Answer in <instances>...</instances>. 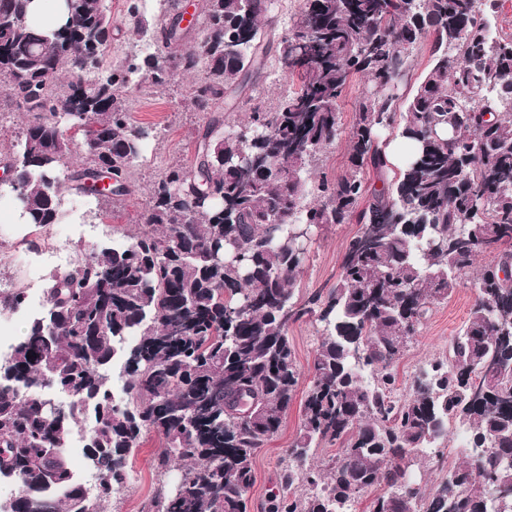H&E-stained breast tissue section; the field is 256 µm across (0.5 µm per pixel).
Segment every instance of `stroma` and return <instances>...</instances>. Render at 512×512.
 <instances>
[{"label": "stroma", "mask_w": 512, "mask_h": 512, "mask_svg": "<svg viewBox=\"0 0 512 512\" xmlns=\"http://www.w3.org/2000/svg\"><path fill=\"white\" fill-rule=\"evenodd\" d=\"M130 0H109L112 20L121 32L112 42L108 60L119 65L127 57L146 56L157 48L156 31L168 18L167 5L160 0H144L139 6L146 30L137 35L128 14ZM204 70L177 75L166 89H154L146 76L134 79L128 92V109L133 125L148 129L151 139L146 152L129 177L130 191L122 202L113 207L106 223L95 225L85 247L105 239L111 228L126 233L136 232L141 216L149 206V189L167 164L179 161L192 163L194 141L206 121L203 113L188 105L192 84L202 81ZM363 85L362 79H353L340 102L341 126L335 143L323 155L330 174L341 173L347 164L346 141L353 120V112ZM360 230L358 224H335L318 232L310 242L305 262L299 272L297 299H306L312 292L331 288L340 273V266L348 241ZM53 239L49 231L29 224L0 223V283L7 288L26 287L29 270L10 261L9 256L34 246L50 247ZM474 301V288L469 278H462L448 301L437 304L430 312L419 336L410 344L397 370L401 387H408L419 367L429 359L446 352L448 343L465 322ZM303 395H296L279 433L261 449L254 461V482L247 491L251 512H268L271 495L276 491L279 475L285 465L283 451L294 441L300 430ZM161 449L156 438L147 439L131 460V481L127 490L112 506V512H141V507L154 493L158 477L153 461Z\"/></svg>", "instance_id": "35a3bbf8"}]
</instances>
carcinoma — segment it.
Segmentation results:
<instances>
[{"label": "carcinoma", "mask_w": 512, "mask_h": 512, "mask_svg": "<svg viewBox=\"0 0 512 512\" xmlns=\"http://www.w3.org/2000/svg\"><path fill=\"white\" fill-rule=\"evenodd\" d=\"M32 2L0 0V78L28 116L12 147L16 184L0 194L38 228L65 213L75 125L87 162L67 174L73 189L98 204L127 194L149 138L130 122L132 76L164 87L203 63L208 77L189 102L207 112L254 92L268 67L269 0H206L189 51L167 0L164 69L152 54L107 63L105 0H61L63 19L48 28ZM499 7L306 0L274 57L298 71L299 90L239 125L210 120L194 164H170L151 187L139 231L111 247L78 245L75 266L50 276L46 314L0 358V479L22 477L0 512H86L64 451L84 424L85 457L101 473L94 512L129 485V458L153 435L163 446L155 470L179 465L181 487L159 483L144 512H248L253 459L298 389L288 328L304 317L322 332L272 512H350L376 485L388 492L367 512H512V285L498 277L512 260V34L491 39L482 22ZM427 34L432 64L412 88L410 58ZM356 76L366 89L333 178L321 157ZM386 131L414 145L396 170ZM352 220L373 238L348 242L334 287L293 301L309 234ZM469 274L464 327L401 389L408 343ZM122 350L118 402L110 371ZM52 387L67 406L48 405ZM451 421L471 451L428 492L412 452L435 447ZM322 445L341 453L315 465Z\"/></svg>", "instance_id": "1"}]
</instances>
